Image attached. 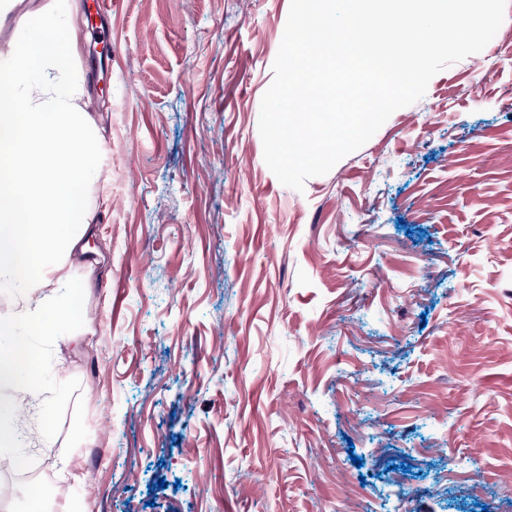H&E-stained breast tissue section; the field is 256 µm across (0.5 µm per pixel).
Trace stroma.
Masks as SVG:
<instances>
[{
  "label": "stroma",
  "instance_id": "1",
  "mask_svg": "<svg viewBox=\"0 0 512 512\" xmlns=\"http://www.w3.org/2000/svg\"><path fill=\"white\" fill-rule=\"evenodd\" d=\"M288 2L114 0L101 42L66 0L102 158L52 367L88 435L23 401L0 512H512V0L300 192L258 130Z\"/></svg>",
  "mask_w": 512,
  "mask_h": 512
}]
</instances>
